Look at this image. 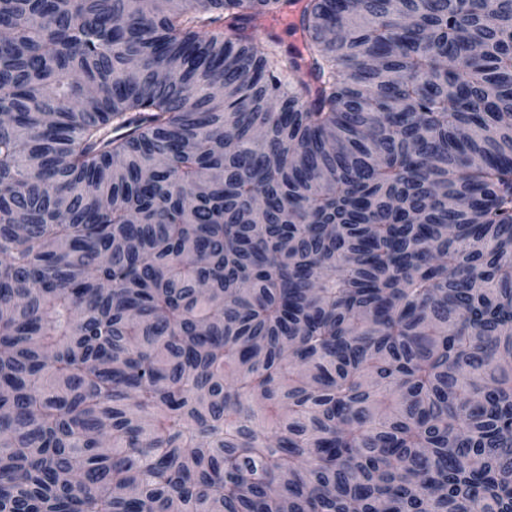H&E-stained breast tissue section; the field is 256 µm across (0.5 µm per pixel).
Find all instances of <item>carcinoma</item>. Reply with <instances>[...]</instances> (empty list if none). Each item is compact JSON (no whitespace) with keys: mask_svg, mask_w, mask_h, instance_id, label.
I'll list each match as a JSON object with an SVG mask.
<instances>
[{"mask_svg":"<svg viewBox=\"0 0 512 512\" xmlns=\"http://www.w3.org/2000/svg\"><path fill=\"white\" fill-rule=\"evenodd\" d=\"M0 512H512V0H0ZM268 31L272 32L279 44L276 45V49L284 51L290 46H297L300 44V37L297 32L294 31L292 24L289 23L288 17L275 16L270 17L267 22Z\"/></svg>","mask_w":512,"mask_h":512,"instance_id":"1","label":"carcinoma"}]
</instances>
